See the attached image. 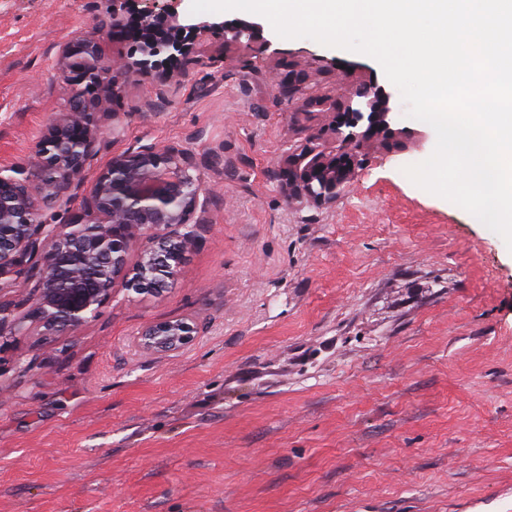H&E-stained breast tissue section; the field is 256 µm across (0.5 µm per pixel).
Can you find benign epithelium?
<instances>
[{
	"instance_id": "benign-epithelium-1",
	"label": "benign epithelium",
	"mask_w": 512,
	"mask_h": 512,
	"mask_svg": "<svg viewBox=\"0 0 512 512\" xmlns=\"http://www.w3.org/2000/svg\"><path fill=\"white\" fill-rule=\"evenodd\" d=\"M142 0H112L107 24L112 36L135 44L140 58L107 62L92 39L66 45L55 66L69 86L63 111L36 146L28 171L0 166V337L35 332L69 336L94 320L119 284L137 293L164 291L196 242V227L207 223L211 195L197 174L194 156L183 149L144 146L126 149L93 180L80 212L67 224H49L42 207L73 198L95 155L98 115L110 113L120 75L135 74L160 84L180 81L186 70L165 62L178 56L202 63L210 34L223 24L180 17L182 0L141 9ZM181 35L171 37L168 22ZM258 26L243 21L224 28V44L249 45ZM282 94L297 109L327 110L332 119L318 133L290 141L279 177L290 203L329 205L347 188L339 173L355 174L369 149L393 150L403 130L394 127L390 95L374 83L364 94L325 100L312 96L297 74L288 73ZM136 253L135 262L130 254ZM32 281L27 312L18 316L6 300L19 280ZM197 334L188 318L154 322L136 337L138 347L172 355Z\"/></svg>"
}]
</instances>
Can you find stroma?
I'll use <instances>...</instances> for the list:
<instances>
[{"mask_svg":"<svg viewBox=\"0 0 512 512\" xmlns=\"http://www.w3.org/2000/svg\"><path fill=\"white\" fill-rule=\"evenodd\" d=\"M108 9L0 0V165L34 164L65 44L127 52ZM260 26L178 84L117 80L88 177L186 148L213 202L163 293L117 287L71 338H0V512H512V250L404 174L436 134L376 60ZM293 58L321 98L364 66L413 134L328 207L289 205L277 177L291 132L330 120L283 96ZM184 317L178 355L134 346Z\"/></svg>","mask_w":512,"mask_h":512,"instance_id":"35a3bbf8","label":"stroma"}]
</instances>
